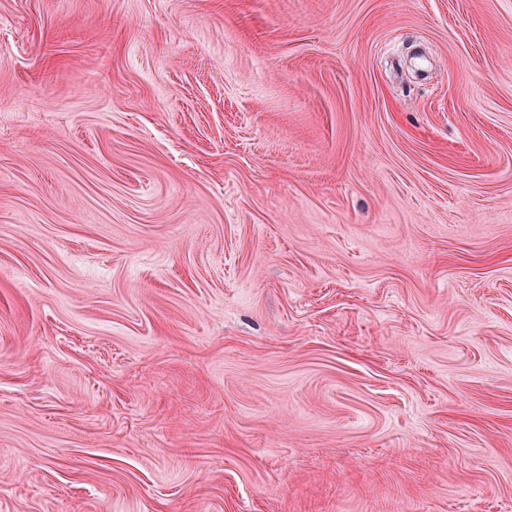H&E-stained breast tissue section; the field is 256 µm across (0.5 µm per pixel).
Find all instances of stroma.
Instances as JSON below:
<instances>
[{
	"label": "stroma",
	"instance_id": "stroma-1",
	"mask_svg": "<svg viewBox=\"0 0 512 512\" xmlns=\"http://www.w3.org/2000/svg\"><path fill=\"white\" fill-rule=\"evenodd\" d=\"M0 512H512V0H0Z\"/></svg>",
	"mask_w": 512,
	"mask_h": 512
}]
</instances>
